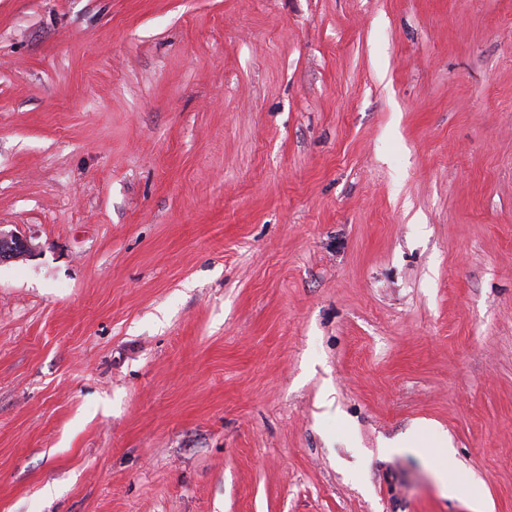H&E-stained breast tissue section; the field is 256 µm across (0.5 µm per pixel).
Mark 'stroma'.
<instances>
[{
    "label": "stroma",
    "instance_id": "stroma-1",
    "mask_svg": "<svg viewBox=\"0 0 512 512\" xmlns=\"http://www.w3.org/2000/svg\"><path fill=\"white\" fill-rule=\"evenodd\" d=\"M0 230V512H512V0H0ZM31 244L20 231L3 233L0 230V263L30 256Z\"/></svg>",
    "mask_w": 512,
    "mask_h": 512
}]
</instances>
